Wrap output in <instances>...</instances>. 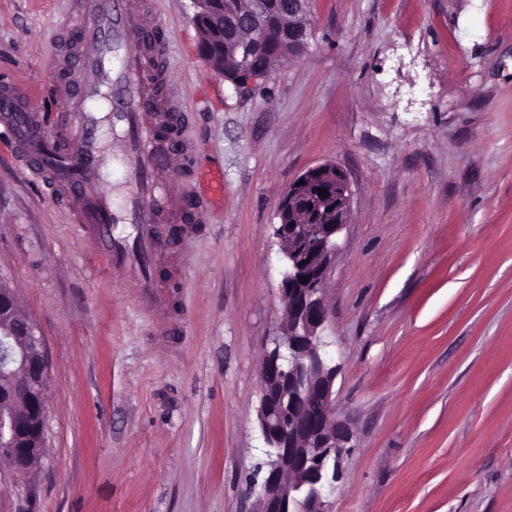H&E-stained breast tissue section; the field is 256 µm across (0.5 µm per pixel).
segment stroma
<instances>
[{"label":"stroma","instance_id":"35a3bbf8","mask_svg":"<svg viewBox=\"0 0 512 512\" xmlns=\"http://www.w3.org/2000/svg\"><path fill=\"white\" fill-rule=\"evenodd\" d=\"M70 2L0 0V72L38 112ZM149 2L224 202L167 239L149 311L0 142V281L49 358L44 448L0 473V512H252L277 206L322 163L353 189L326 283L353 433L330 512H512V0H310L304 52L240 85L192 0Z\"/></svg>","mask_w":512,"mask_h":512}]
</instances>
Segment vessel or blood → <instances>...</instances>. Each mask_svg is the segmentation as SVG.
<instances>
[{
  "instance_id": "1",
  "label": "vessel or blood",
  "mask_w": 512,
  "mask_h": 512,
  "mask_svg": "<svg viewBox=\"0 0 512 512\" xmlns=\"http://www.w3.org/2000/svg\"><path fill=\"white\" fill-rule=\"evenodd\" d=\"M167 44L165 30L132 0H74L51 92L56 109L39 115L27 86L0 83V129L24 171L56 191L60 201L73 204L75 221L96 253L138 289L146 305L156 301L151 258L163 246L155 234L156 205L182 167L193 162L172 104L153 90L164 78L158 59ZM106 125L119 144L110 156L100 137ZM112 163L125 167L129 185L119 210L105 185L104 171ZM207 197L180 195L179 219L206 223ZM126 223L135 228L137 248L123 239L120 227Z\"/></svg>"
}]
</instances>
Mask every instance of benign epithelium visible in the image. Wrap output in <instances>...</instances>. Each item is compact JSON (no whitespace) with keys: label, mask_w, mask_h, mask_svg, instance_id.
<instances>
[{"label":"benign epithelium","mask_w":512,"mask_h":512,"mask_svg":"<svg viewBox=\"0 0 512 512\" xmlns=\"http://www.w3.org/2000/svg\"><path fill=\"white\" fill-rule=\"evenodd\" d=\"M307 0L281 9L288 26L261 19L274 0H193L199 48L211 69L233 83L267 77L307 44ZM266 52L262 67L249 63ZM326 189L321 197L317 189ZM353 198L347 174L332 163L306 169L282 197L275 236L282 254V325L265 349L257 418L265 445L263 479L248 486L257 512H327L339 463L352 434L334 415L338 372L324 331V284L349 223ZM48 364L42 336L0 283V468L27 472L44 447Z\"/></svg>","instance_id":"7a95c632"}]
</instances>
